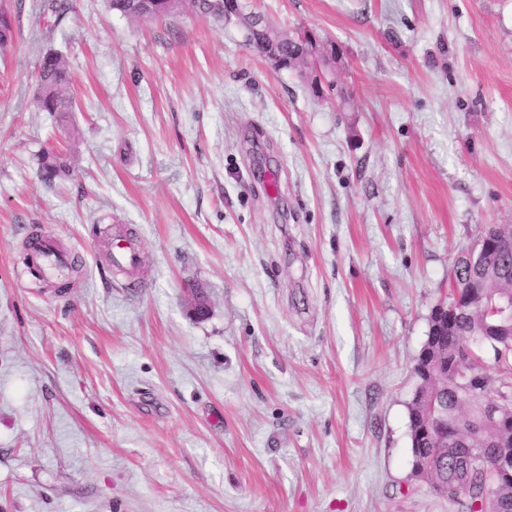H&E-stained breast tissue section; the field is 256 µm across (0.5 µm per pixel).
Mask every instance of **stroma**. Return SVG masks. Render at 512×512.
Returning a JSON list of instances; mask_svg holds the SVG:
<instances>
[{
    "label": "stroma",
    "instance_id": "35a3bbf8",
    "mask_svg": "<svg viewBox=\"0 0 512 512\" xmlns=\"http://www.w3.org/2000/svg\"><path fill=\"white\" fill-rule=\"evenodd\" d=\"M52 3L0 66V512H459L408 405L455 259L512 224V0H241L335 47L321 98L238 21ZM33 233L81 262L64 292ZM39 92L36 106L45 112H71L73 100L69 93L71 73L68 61L58 53L46 54L40 64ZM37 173L39 178L47 184H52L57 179H64L71 174L70 168L61 156L48 152L38 158ZM112 263L123 267H133L137 264L139 254L134 245L124 239H116L112 242Z\"/></svg>",
    "mask_w": 512,
    "mask_h": 512
}]
</instances>
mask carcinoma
<instances>
[{"label": "carcinoma", "instance_id": "1", "mask_svg": "<svg viewBox=\"0 0 512 512\" xmlns=\"http://www.w3.org/2000/svg\"><path fill=\"white\" fill-rule=\"evenodd\" d=\"M109 7L129 19H160L175 13H192L224 20V10L217 9L215 0H149L145 6L136 0H109ZM15 19L16 11L10 4L0 2L1 58L13 46ZM242 24L248 30L250 45L258 52L269 38L278 36L282 39L280 69L300 73L309 70L305 56L298 52L301 38L287 36L267 26L260 27L245 19ZM38 82L36 106L40 110L72 111L71 73L64 56L54 52L46 54L40 64ZM37 173L43 182L52 184L70 176V168L62 157L45 152L38 158ZM453 278L450 307L457 313H448L452 320L448 331L436 345L425 342L413 366L419 384L409 406L412 464L430 463V468L420 475L426 477L433 491L462 505L466 512H485L493 501L500 512H512V477L498 473L478 460L472 462L468 471L462 472L456 462L457 456L469 448H484L492 457L505 453L512 455V329H499L487 337L486 347L493 352V362L488 363L482 356L475 355L482 372L479 381L460 378L447 383L430 364L441 353L453 354L462 349L472 330L488 324L487 308L476 310L473 307L471 292L474 289L486 290L487 296L493 299L512 292V246L499 253V265L492 270L470 268L455 262ZM486 389L495 390L502 398L501 416L496 427L484 424L480 395ZM444 414L474 427L472 431L466 427L461 430L465 435L464 442L421 433L426 419Z\"/></svg>", "mask_w": 512, "mask_h": 512}]
</instances>
